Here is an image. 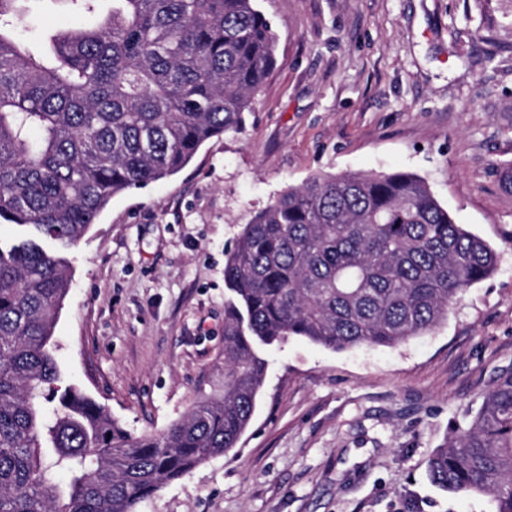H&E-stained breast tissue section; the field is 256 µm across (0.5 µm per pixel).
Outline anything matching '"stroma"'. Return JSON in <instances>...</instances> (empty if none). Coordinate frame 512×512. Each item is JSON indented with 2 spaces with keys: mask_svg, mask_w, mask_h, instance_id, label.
<instances>
[{
  "mask_svg": "<svg viewBox=\"0 0 512 512\" xmlns=\"http://www.w3.org/2000/svg\"><path fill=\"white\" fill-rule=\"evenodd\" d=\"M256 5L276 64L242 128L115 196L67 251L59 367L130 433H162L224 391V252L250 216L315 175L412 173L497 271L400 345L268 349L237 447L137 512H495L433 486L427 461L512 370V0ZM82 21L35 0L15 24L38 45Z\"/></svg>",
  "mask_w": 512,
  "mask_h": 512,
  "instance_id": "35a3bbf8",
  "label": "stroma"
}]
</instances>
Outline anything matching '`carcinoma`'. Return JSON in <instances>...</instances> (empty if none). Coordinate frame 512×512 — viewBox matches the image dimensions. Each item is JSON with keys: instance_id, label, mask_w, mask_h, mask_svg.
<instances>
[{"instance_id": "cac0c4a2", "label": "carcinoma", "mask_w": 512, "mask_h": 512, "mask_svg": "<svg viewBox=\"0 0 512 512\" xmlns=\"http://www.w3.org/2000/svg\"><path fill=\"white\" fill-rule=\"evenodd\" d=\"M18 2L0 0V221L31 234L0 245V512H135L236 447L266 373L257 346H393L496 270L495 250L420 177L313 176L256 212L225 253L224 393L159 436L132 435L61 375L62 251L114 196L242 127L276 36L255 0H112L102 22L59 30L35 54L11 23ZM428 475L512 512V372L433 452Z\"/></svg>"}]
</instances>
